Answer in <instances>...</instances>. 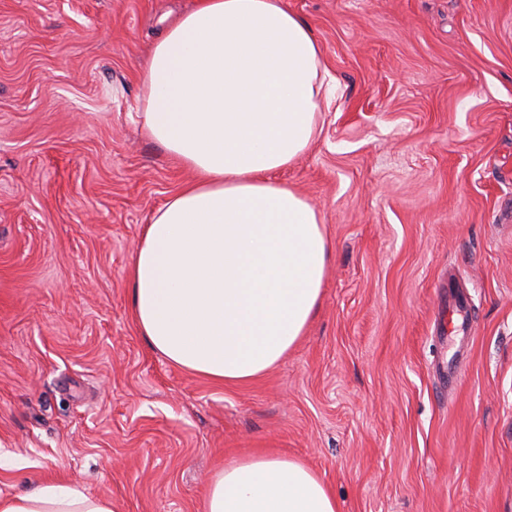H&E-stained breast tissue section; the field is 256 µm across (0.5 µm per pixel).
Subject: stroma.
<instances>
[{"label":"stroma","mask_w":512,"mask_h":512,"mask_svg":"<svg viewBox=\"0 0 512 512\" xmlns=\"http://www.w3.org/2000/svg\"><path fill=\"white\" fill-rule=\"evenodd\" d=\"M284 2L337 92L277 179L332 251L305 336L226 384L155 353L129 304L142 227L186 180L136 122L143 66L194 0H0V495L76 481L116 512H202L267 451L339 512H512V0Z\"/></svg>","instance_id":"obj_1"}]
</instances>
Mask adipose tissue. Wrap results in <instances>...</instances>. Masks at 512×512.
Wrapping results in <instances>:
<instances>
[{"label":"adipose tissue","mask_w":512,"mask_h":512,"mask_svg":"<svg viewBox=\"0 0 512 512\" xmlns=\"http://www.w3.org/2000/svg\"><path fill=\"white\" fill-rule=\"evenodd\" d=\"M144 135L189 182L144 225L128 269L153 351L224 383L259 378L304 335L331 250L320 213L275 180L313 142L336 80L310 27L283 0H195L152 46ZM0 512H114L77 483L0 497ZM202 512H338L320 476L275 453L211 480Z\"/></svg>","instance_id":"obj_1"}]
</instances>
